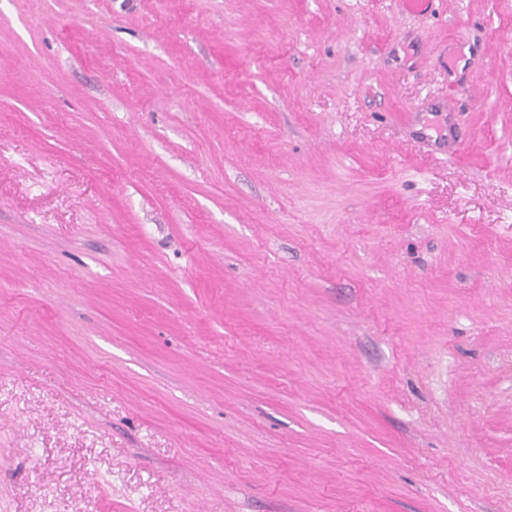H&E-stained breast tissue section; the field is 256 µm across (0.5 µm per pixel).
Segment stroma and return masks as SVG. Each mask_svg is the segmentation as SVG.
I'll use <instances>...</instances> for the list:
<instances>
[{"instance_id": "obj_1", "label": "stroma", "mask_w": 512, "mask_h": 512, "mask_svg": "<svg viewBox=\"0 0 512 512\" xmlns=\"http://www.w3.org/2000/svg\"><path fill=\"white\" fill-rule=\"evenodd\" d=\"M0 512H512V0H0Z\"/></svg>"}]
</instances>
